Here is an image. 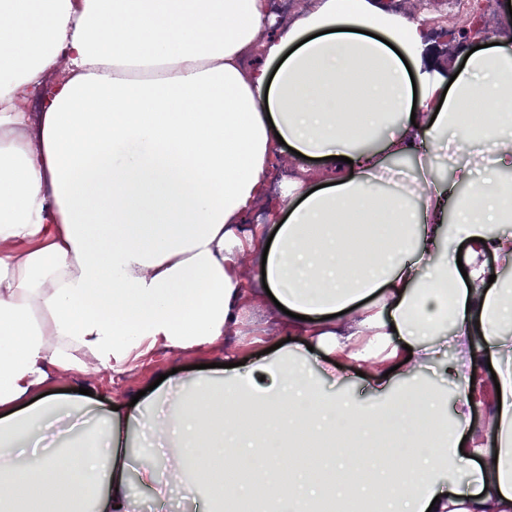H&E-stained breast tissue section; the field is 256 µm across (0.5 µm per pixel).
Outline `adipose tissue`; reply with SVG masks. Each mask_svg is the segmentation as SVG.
<instances>
[{
    "label": "adipose tissue",
    "instance_id": "obj_1",
    "mask_svg": "<svg viewBox=\"0 0 512 512\" xmlns=\"http://www.w3.org/2000/svg\"><path fill=\"white\" fill-rule=\"evenodd\" d=\"M271 25L266 0H0V512H137L136 484L197 512L190 472L236 494L222 463L232 441L272 476L276 501L313 512L300 489H319L318 475L297 470L278 433L288 409L306 435L332 427L361 447L332 450L339 512L386 434L400 446L379 460L390 512H512V284L488 285L484 263L512 271V50L430 68L423 17L377 0H314ZM61 60L69 79L44 90L41 112L20 111L19 92L44 89ZM352 92L364 110L349 131ZM486 100L502 115L478 132L459 105ZM451 126L465 160L442 153ZM284 146L294 154L272 198L269 162ZM402 157L419 169L399 187L386 174ZM484 164L493 178L480 184ZM263 199L286 220L243 235ZM269 295L291 340L326 353L317 369L259 356L134 404L45 390L56 371L122 374L156 346L212 343ZM486 357L500 391L480 438L469 395ZM340 361L381 394L428 366L446 374L457 395L445 450L408 451L437 428L440 396L379 418L321 390ZM247 399L275 433L246 429ZM146 420L176 445L134 436ZM464 453L475 483H442L434 457Z\"/></svg>",
    "mask_w": 512,
    "mask_h": 512
}]
</instances>
